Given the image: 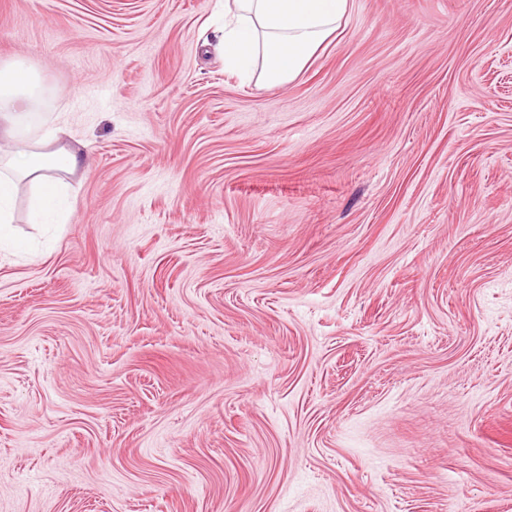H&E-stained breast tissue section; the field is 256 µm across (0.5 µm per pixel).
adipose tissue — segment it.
<instances>
[{"mask_svg": "<svg viewBox=\"0 0 512 512\" xmlns=\"http://www.w3.org/2000/svg\"><path fill=\"white\" fill-rule=\"evenodd\" d=\"M231 20L219 44L225 66L248 73L260 67L271 86L294 79L321 52L347 13L349 0H233ZM34 90V74L21 61L0 66V140L11 148L0 156V242L9 239L13 199L20 183L33 189L32 221L55 220L64 207L62 174L83 167L85 157L56 146L57 130L46 126L28 137L23 118Z\"/></svg>", "mask_w": 512, "mask_h": 512, "instance_id": "obj_1", "label": "adipose tissue"}]
</instances>
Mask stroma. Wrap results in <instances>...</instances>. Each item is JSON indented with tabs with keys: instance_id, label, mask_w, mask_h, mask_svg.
Returning <instances> with one entry per match:
<instances>
[{
	"instance_id": "obj_1",
	"label": "stroma",
	"mask_w": 512,
	"mask_h": 512,
	"mask_svg": "<svg viewBox=\"0 0 512 512\" xmlns=\"http://www.w3.org/2000/svg\"><path fill=\"white\" fill-rule=\"evenodd\" d=\"M215 0H0L86 152L0 251V512H512V0H349L287 84Z\"/></svg>"
}]
</instances>
